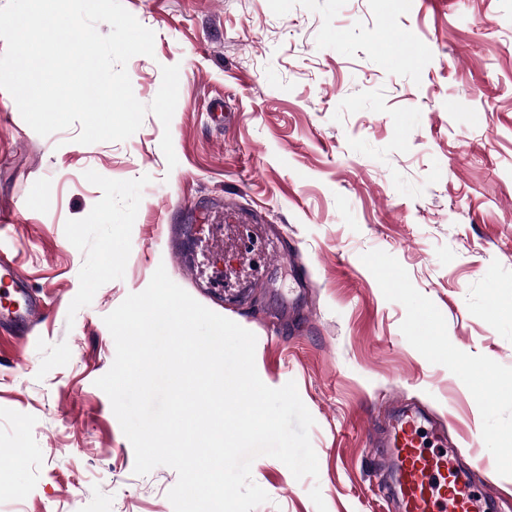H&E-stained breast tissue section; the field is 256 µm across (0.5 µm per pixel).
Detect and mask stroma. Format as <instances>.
Instances as JSON below:
<instances>
[{"instance_id": "35a3bbf8", "label": "stroma", "mask_w": 512, "mask_h": 512, "mask_svg": "<svg viewBox=\"0 0 512 512\" xmlns=\"http://www.w3.org/2000/svg\"><path fill=\"white\" fill-rule=\"evenodd\" d=\"M122 4L155 34L127 64L135 97L179 68L170 126L149 113L127 140L83 145L79 126L43 137L0 102L6 254L51 311L0 335V512H174L176 471L134 474L96 385L115 358L105 316L160 266L254 333L260 379L295 382L315 420L318 478L257 457L255 512H316L315 486L327 512H396L373 491L368 429L404 405L446 426L482 502L512 512V465L494 462L512 443V0ZM171 224L191 226L202 284L171 258Z\"/></svg>"}]
</instances>
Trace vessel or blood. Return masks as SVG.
<instances>
[{
	"label": "vessel or blood",
	"mask_w": 512,
	"mask_h": 512,
	"mask_svg": "<svg viewBox=\"0 0 512 512\" xmlns=\"http://www.w3.org/2000/svg\"><path fill=\"white\" fill-rule=\"evenodd\" d=\"M45 319L46 307L26 274L0 256V333L26 336ZM425 423L422 413L403 411L384 417L375 432L383 485L392 492L397 512H476L471 484L447 450H426Z\"/></svg>",
	"instance_id": "b4317fda"
}]
</instances>
